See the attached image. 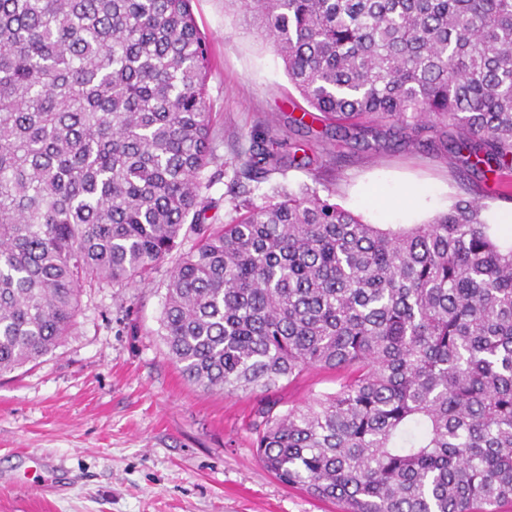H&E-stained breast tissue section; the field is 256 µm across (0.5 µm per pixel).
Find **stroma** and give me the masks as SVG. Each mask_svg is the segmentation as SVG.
Listing matches in <instances>:
<instances>
[{"mask_svg":"<svg viewBox=\"0 0 512 512\" xmlns=\"http://www.w3.org/2000/svg\"><path fill=\"white\" fill-rule=\"evenodd\" d=\"M191 6L209 43L214 143L229 163L252 130L287 123L306 103L227 0ZM316 177L374 224L381 216L353 199L363 184L393 195L421 186L436 213L463 196L512 208L511 171L449 167L443 151L404 142L385 124L343 146L337 164L273 175L249 198L260 204L272 184L296 190ZM174 263L167 258L141 285L84 289L62 345L0 376V512H341L281 484L257 459L251 430L266 400L281 411L304 405L335 390L337 373L307 370L269 398L187 382L157 334Z\"/></svg>","mask_w":512,"mask_h":512,"instance_id":"35a3bbf8","label":"stroma"}]
</instances>
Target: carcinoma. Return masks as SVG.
<instances>
[{
	"label": "carcinoma",
	"mask_w": 512,
	"mask_h": 512,
	"mask_svg": "<svg viewBox=\"0 0 512 512\" xmlns=\"http://www.w3.org/2000/svg\"><path fill=\"white\" fill-rule=\"evenodd\" d=\"M341 140L388 123L473 172L512 169V0H231ZM191 0H0V374L71 333L84 285L124 288L192 236L159 319L185 379L270 394L345 374L252 423L279 481L343 512L512 502V240L460 198L426 224H368L335 192L250 183L316 159L271 121L224 176ZM228 191L229 178L227 177L213 182L208 189H203V194L205 197L217 205V209L210 211L209 214L213 215L216 212L221 222L228 221L230 219V215L239 216L240 214L245 213L244 209L240 210L238 213L232 211V202L230 201V195Z\"/></svg>",
	"instance_id": "cac0c4a2"
}]
</instances>
